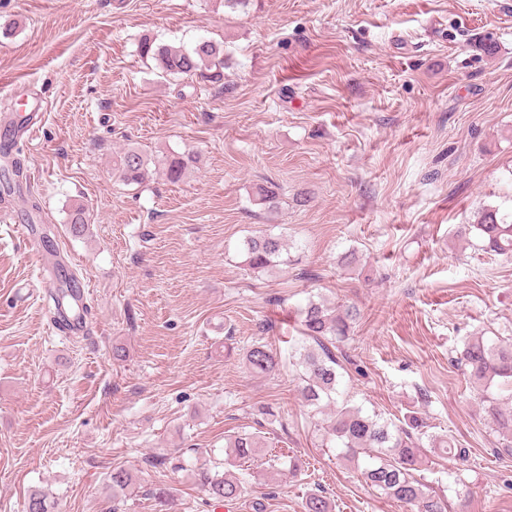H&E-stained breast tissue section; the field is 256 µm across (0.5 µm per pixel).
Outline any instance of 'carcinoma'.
Instances as JSON below:
<instances>
[{"label": "carcinoma", "instance_id": "carcinoma-1", "mask_svg": "<svg viewBox=\"0 0 512 512\" xmlns=\"http://www.w3.org/2000/svg\"><path fill=\"white\" fill-rule=\"evenodd\" d=\"M141 52L157 63L167 75H199L219 81L224 77V51L210 40L200 39L191 47L156 44L146 40ZM193 163L190 156L171 154L165 157L164 169L171 181L180 180ZM118 172L124 181L144 183L149 177L148 159L135 150L128 149L119 157ZM484 242L485 249L512 257V220L499 215L496 209L482 212L480 220L470 225ZM88 216L82 204L73 207L69 214L68 232L73 237L85 235ZM247 265L265 271L288 265L284 257L283 242L272 236L250 238L246 241ZM301 345L298 365L301 395L312 411L327 412L322 427L323 443L338 449V457L354 464L361 480L379 494L410 507L412 512H447V500L429 492L426 484L418 479L415 471L425 464L422 448L428 446L442 455L460 456L464 450H455V444L445 435L424 431L422 420L409 415L395 423L378 414H367L349 401L340 399V361L334 347L349 339L350 324L358 315L355 308L330 307L322 301L310 300L300 310ZM248 368L256 373L271 376L283 367V358L265 343H255L247 350ZM457 363L469 375L478 399L496 432L506 441L504 449L512 451V407H503L494 390L512 388V342L474 336L469 339ZM225 447L234 458L250 459L262 451L260 436L241 433L226 438ZM298 464L292 457L283 466L270 465L268 482L278 483L286 471L296 473ZM192 476L198 480L209 500L217 503L233 502L247 491V480L218 465L197 467ZM133 481L130 470L113 468L106 480L112 501L124 496ZM58 503L39 489H33L25 502V512H56ZM305 512H332V503L322 491L306 496Z\"/></svg>", "mask_w": 512, "mask_h": 512}]
</instances>
